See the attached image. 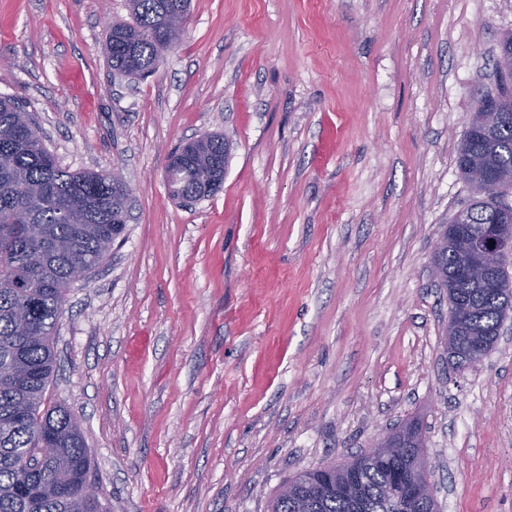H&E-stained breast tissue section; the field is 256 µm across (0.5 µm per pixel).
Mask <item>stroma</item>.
I'll return each instance as SVG.
<instances>
[{"instance_id":"1","label":"stroma","mask_w":512,"mask_h":512,"mask_svg":"<svg viewBox=\"0 0 512 512\" xmlns=\"http://www.w3.org/2000/svg\"><path fill=\"white\" fill-rule=\"evenodd\" d=\"M126 0H0V96L72 171H120L122 240L72 286L48 393L81 420L110 512H270L296 474L419 420L438 512H512V343L461 372L431 275L474 197L456 167L507 83L512 0H192L143 80ZM220 134V191L168 156Z\"/></svg>"}]
</instances>
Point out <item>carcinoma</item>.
<instances>
[{
	"mask_svg": "<svg viewBox=\"0 0 512 512\" xmlns=\"http://www.w3.org/2000/svg\"><path fill=\"white\" fill-rule=\"evenodd\" d=\"M130 21L106 36L108 62L124 74L154 73L165 51L157 32L167 16H188L190 0H127ZM512 34L500 40L497 67L512 79ZM500 120L469 113L457 155L460 175L475 183V167L512 177V94ZM202 152L224 161V136L209 135ZM126 191L106 174L61 167L43 143L39 127L19 101L0 97V512H103L99 499L79 496L90 459L74 414L47 397L54 364V331L66 293L91 272L122 232L116 223ZM490 224H512V211L478 194L462 228L442 227L447 241L432 263L439 286L456 295L459 323L449 358L470 356L471 340L488 336L512 310L497 294L460 274L466 248ZM409 445L395 465L362 464L353 488L336 469L312 468L288 481L271 512H437L434 501L409 499L394 485V467L428 482L420 425L399 428Z\"/></svg>",
	"mask_w": 512,
	"mask_h": 512,
	"instance_id": "1",
	"label": "carcinoma"
}]
</instances>
